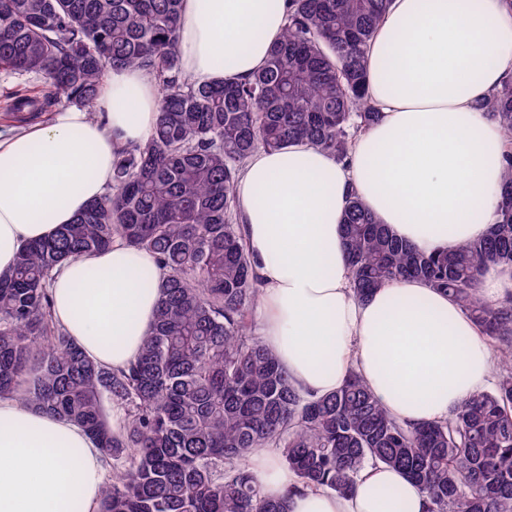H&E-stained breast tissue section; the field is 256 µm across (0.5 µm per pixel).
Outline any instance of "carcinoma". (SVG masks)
Returning <instances> with one entry per match:
<instances>
[{
  "mask_svg": "<svg viewBox=\"0 0 512 512\" xmlns=\"http://www.w3.org/2000/svg\"><path fill=\"white\" fill-rule=\"evenodd\" d=\"M183 0H0V70L35 74L5 112L93 109L111 69L137 66L161 86L156 126L123 149L106 195L0 273V397L83 427L111 472L97 512H289L247 469L280 450L299 483L340 496L369 465L404 471L429 512H512V299L477 293L490 265L512 269V152L489 233L423 253L361 200L340 221L356 298L406 278L452 296L498 358L492 386L443 420L402 424L354 372L336 391L296 390L256 334L258 279L234 183L253 151L305 140L347 157L379 112L366 98L367 47L392 0H290L267 64L240 83L198 86L176 51ZM479 107L512 141V80ZM169 271L139 355L112 371L53 320L49 288L64 260L115 240Z\"/></svg>",
  "mask_w": 512,
  "mask_h": 512,
  "instance_id": "cac0c4a2",
  "label": "carcinoma"
}]
</instances>
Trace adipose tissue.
Returning <instances> with one entry per match:
<instances>
[{
    "mask_svg": "<svg viewBox=\"0 0 512 512\" xmlns=\"http://www.w3.org/2000/svg\"><path fill=\"white\" fill-rule=\"evenodd\" d=\"M287 0H183L177 51L197 85L260 70L287 25ZM512 76V0H392L368 51V97L380 118L342 163L301 141L258 150L235 182L238 222L261 281V341L298 389L325 395L357 373L403 423L446 418L483 390L496 359L471 317L417 279L352 292L339 221L351 196L398 238L429 253L482 237L495 221L507 152L478 108ZM159 85L139 67L107 72L94 110L0 134V272L28 242L51 237L112 186L120 147L146 141ZM166 269L122 243L62 263L57 323L101 365L120 369L152 327ZM247 467L291 512H427L403 471L364 470L341 497L297 488L278 451ZM106 475L79 425L0 399V512H95Z\"/></svg>",
    "mask_w": 512,
    "mask_h": 512,
    "instance_id": "1",
    "label": "adipose tissue"
}]
</instances>
